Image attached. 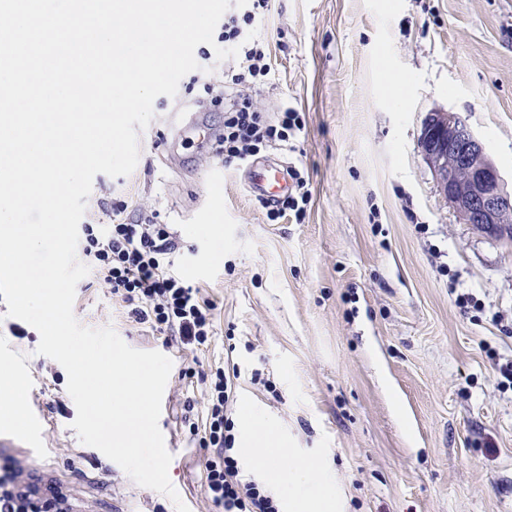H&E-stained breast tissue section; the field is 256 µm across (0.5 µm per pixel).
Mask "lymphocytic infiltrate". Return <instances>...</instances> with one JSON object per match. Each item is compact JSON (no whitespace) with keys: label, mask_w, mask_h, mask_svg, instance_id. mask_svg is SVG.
<instances>
[{"label":"lymphocytic infiltrate","mask_w":512,"mask_h":512,"mask_svg":"<svg viewBox=\"0 0 512 512\" xmlns=\"http://www.w3.org/2000/svg\"><path fill=\"white\" fill-rule=\"evenodd\" d=\"M271 0H234L218 27L217 41L239 53L224 70L225 84L236 94L224 103V124L214 141L225 166L255 156L261 147L289 142L302 128L298 112L284 108L276 117L259 111L249 94L268 73L263 43L254 39V24L268 16ZM126 204L113 207V224H84L78 243L100 287L119 297L137 323L150 324L184 348L197 349L214 329L213 300L173 269L178 237L169 225L151 221L125 222ZM239 367L216 368L203 390L205 425L190 424L199 445L214 449L205 463L206 498L216 512H281L274 494L246 474L236 457L233 420L234 377ZM50 495L58 512H66L67 497L55 487L31 482L22 465L0 478V512H8L11 498Z\"/></svg>","instance_id":"f902f5d3"}]
</instances>
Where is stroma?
Segmentation results:
<instances>
[{
	"instance_id": "35a3bbf8",
	"label": "stroma",
	"mask_w": 512,
	"mask_h": 512,
	"mask_svg": "<svg viewBox=\"0 0 512 512\" xmlns=\"http://www.w3.org/2000/svg\"><path fill=\"white\" fill-rule=\"evenodd\" d=\"M253 35L269 67L257 107L303 119L290 144L259 157L306 179L304 217L269 221L244 167L225 168L199 137L174 139L169 114L198 111L205 96L184 76L176 97L156 98L133 173L95 176L82 221L111 223L123 201L127 219L173 225L178 271L216 305L214 334L179 349L90 276L77 320L172 360L159 427L189 512L214 509L210 451L184 418L204 423L202 379L229 360L241 369L235 410L251 406L293 459L318 463L337 512H512V382L501 373L512 247L460 223L419 148L427 112L460 113L512 191V0H273ZM392 78L404 82L395 103ZM459 292L475 305H458ZM7 310L0 300V366L27 402L20 429L0 426V473L28 463L73 512H176L81 443L65 369ZM256 371L276 392L252 383Z\"/></svg>"
}]
</instances>
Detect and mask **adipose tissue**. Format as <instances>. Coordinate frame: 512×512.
Listing matches in <instances>:
<instances>
[{
  "label": "adipose tissue",
  "mask_w": 512,
  "mask_h": 512,
  "mask_svg": "<svg viewBox=\"0 0 512 512\" xmlns=\"http://www.w3.org/2000/svg\"><path fill=\"white\" fill-rule=\"evenodd\" d=\"M245 418V453L277 485L282 497L297 512H334L336 497L329 482L313 481L310 477L313 467L308 463L282 468L280 462L288 458L289 451L286 443L276 437L272 423L251 410L246 411Z\"/></svg>",
  "instance_id": "1"
}]
</instances>
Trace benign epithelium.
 <instances>
[{
    "mask_svg": "<svg viewBox=\"0 0 512 512\" xmlns=\"http://www.w3.org/2000/svg\"><path fill=\"white\" fill-rule=\"evenodd\" d=\"M419 147L459 220L511 244L512 193L466 119L452 111L426 113Z\"/></svg>",
    "mask_w": 512,
    "mask_h": 512,
    "instance_id": "benign-epithelium-1",
    "label": "benign epithelium"
}]
</instances>
